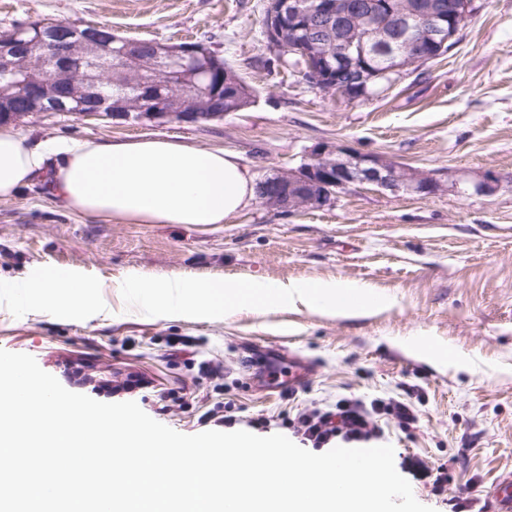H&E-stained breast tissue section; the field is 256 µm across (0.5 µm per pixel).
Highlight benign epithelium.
I'll list each match as a JSON object with an SVG mask.
<instances>
[{"mask_svg":"<svg viewBox=\"0 0 512 512\" xmlns=\"http://www.w3.org/2000/svg\"><path fill=\"white\" fill-rule=\"evenodd\" d=\"M474 0H449L448 8L438 12H429L423 18L411 47L415 49V62L428 57L426 48L442 49L458 35L460 28L471 14ZM357 5L346 0L336 3L334 0H321V13L331 19H339ZM301 19L296 0H279L270 6L268 15L269 35L276 39L281 29L289 24H298ZM360 27L371 35L387 40H399L406 33V21L402 16L392 12L378 11L364 13L359 18ZM31 26H22L14 31L0 34V69L14 66V56L19 46L20 37ZM35 41L48 44L56 56L63 59L101 57L111 54V45L117 36L112 28L102 24H91L83 28L67 22L51 24L42 23L36 28ZM162 57L168 61V70L174 78L176 87L181 89L171 99L170 106L164 112H153L149 118L154 121H185L196 113L189 106L201 99L198 89L197 71H188L181 67L183 56L191 54V45L170 47L160 45ZM308 75L305 80L320 89L326 95L344 94V90L331 78L333 70L359 71L363 68L360 61L366 57L361 50L354 54L346 49L336 52V60L329 59V54L315 49L312 52ZM71 72L57 70L32 81L7 82L0 85V112L12 113L17 109L37 111L52 103L58 88L70 81ZM76 98H94L98 105L92 111H84V116H99L103 112H112V95L99 90L97 79L87 76L79 85L73 86ZM260 196L258 199L267 206L290 209L298 207H322L334 197L329 192L333 187L340 192L355 184L369 183L393 191H405L426 197L440 188V183L433 175L411 169L400 163L384 159L377 155L350 151L342 146L319 145L314 147L298 169L281 173L278 179L262 178L259 180Z\"/></svg>","mask_w":512,"mask_h":512,"instance_id":"7a95c632","label":"benign epithelium"}]
</instances>
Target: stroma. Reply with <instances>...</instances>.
Here are the masks:
<instances>
[{
    "instance_id": "obj_1",
    "label": "stroma",
    "mask_w": 512,
    "mask_h": 512,
    "mask_svg": "<svg viewBox=\"0 0 512 512\" xmlns=\"http://www.w3.org/2000/svg\"><path fill=\"white\" fill-rule=\"evenodd\" d=\"M266 0H0V31L40 19L110 25L116 35L199 41L230 63L253 103L223 118L132 122L43 112L14 120L32 139L177 136L235 151L254 178L298 168L318 145L340 144L434 173L418 197L355 184L320 208L252 201L228 222L123 224L59 209L45 182L0 200V349L59 375L87 357L93 373L139 372L154 388L198 396L162 424L203 432L200 416L234 404L240 418L292 416L336 398H394L419 420L377 424L396 451L446 464L449 495L485 497L512 472V0H476L445 55L377 86L327 97L279 60L262 34ZM498 177L490 192L474 185ZM76 270L96 287L93 311L43 310L11 281ZM344 280L389 297V310L336 318L295 304L171 320L139 305L140 279ZM448 348L426 360L403 342ZM289 353L315 373L294 394L249 383L251 352Z\"/></svg>"
}]
</instances>
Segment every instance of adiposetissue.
<instances>
[{"label":"adipose tissue","mask_w":512,"mask_h":512,"mask_svg":"<svg viewBox=\"0 0 512 512\" xmlns=\"http://www.w3.org/2000/svg\"><path fill=\"white\" fill-rule=\"evenodd\" d=\"M47 180L64 210L130 224H221L255 195L241 157L178 138L125 141H35L0 125V199H10L34 179ZM44 308L74 312L95 307V286L79 274L32 275L21 283ZM145 305L174 317L215 315L236 306L299 300L313 310L343 318L375 315L385 298L341 281L292 283L200 281L175 277L137 281Z\"/></svg>","instance_id":"1"}]
</instances>
